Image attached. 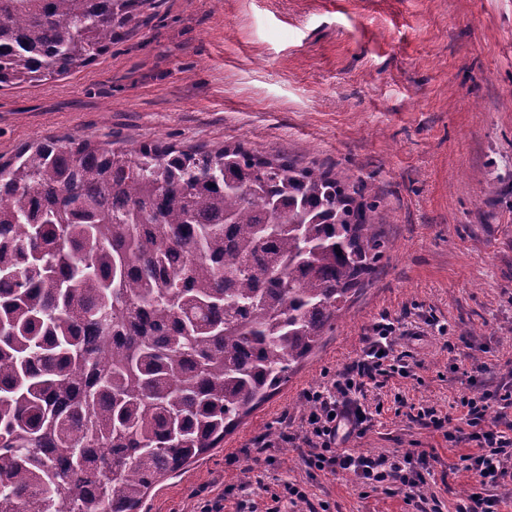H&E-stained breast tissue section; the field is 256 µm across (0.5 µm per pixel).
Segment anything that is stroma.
<instances>
[{
	"mask_svg": "<svg viewBox=\"0 0 512 512\" xmlns=\"http://www.w3.org/2000/svg\"><path fill=\"white\" fill-rule=\"evenodd\" d=\"M45 137L241 142L360 175L378 197L388 248L370 285L279 392L222 447L160 478L139 512L219 498L223 512L242 500L264 512L287 482L308 492L298 512H456L476 491L512 512V472L480 487L459 467L472 445L416 418L432 406L460 419L470 380L491 390L512 376V0H154L87 66L0 88V155ZM383 314L408 331L410 373L369 382L383 410L348 446L426 453L410 503L395 485L310 471L298 444L262 445L299 431L303 392L356 360Z\"/></svg>",
	"mask_w": 512,
	"mask_h": 512,
	"instance_id": "1",
	"label": "stroma"
}]
</instances>
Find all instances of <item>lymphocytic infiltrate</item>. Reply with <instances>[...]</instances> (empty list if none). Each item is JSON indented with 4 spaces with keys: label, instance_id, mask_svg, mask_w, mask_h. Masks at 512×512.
<instances>
[{
    "label": "lymphocytic infiltrate",
    "instance_id": "f902f5d3",
    "mask_svg": "<svg viewBox=\"0 0 512 512\" xmlns=\"http://www.w3.org/2000/svg\"><path fill=\"white\" fill-rule=\"evenodd\" d=\"M400 329L399 321L381 315L369 329L359 360L335 375L329 384L304 391L309 410L302 430L297 435L286 434L284 440H302L308 449L306 463L312 470L350 474L374 489L398 484L413 492L425 484V454L407 452L391 461L347 447L349 438L363 434L372 422L369 407L361 400L365 379L388 370L403 376L408 373L403 354L395 350V336ZM456 406L469 428L462 437L449 430V417L438 415L434 408H420L418 416L443 431L449 442L473 444L474 452L461 457L464 470L472 472L480 485L497 483L512 464V422L501 430L489 423L488 414L493 409H512V380L491 391L468 387L458 396Z\"/></svg>",
    "mask_w": 512,
    "mask_h": 512
}]
</instances>
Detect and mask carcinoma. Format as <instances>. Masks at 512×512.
I'll return each mask as SVG.
<instances>
[{
    "label": "carcinoma",
    "instance_id": "cac0c4a2",
    "mask_svg": "<svg viewBox=\"0 0 512 512\" xmlns=\"http://www.w3.org/2000/svg\"><path fill=\"white\" fill-rule=\"evenodd\" d=\"M152 0H0V87L85 66ZM378 204L243 144L0 160V512H136L288 382L384 257Z\"/></svg>",
    "mask_w": 512,
    "mask_h": 512
}]
</instances>
